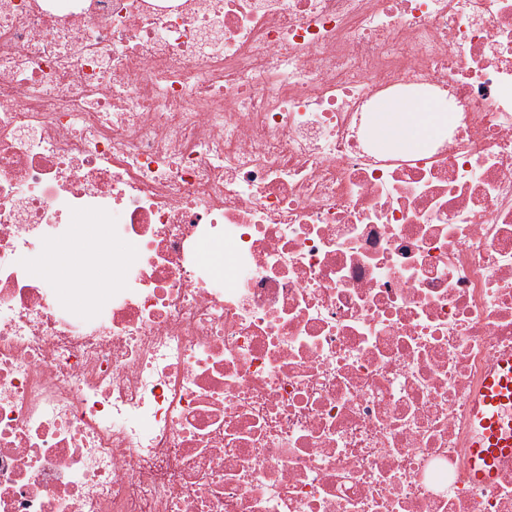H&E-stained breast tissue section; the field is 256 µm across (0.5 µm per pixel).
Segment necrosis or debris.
I'll return each instance as SVG.
<instances>
[{
  "label": "necrosis or debris",
  "instance_id": "obj_1",
  "mask_svg": "<svg viewBox=\"0 0 512 512\" xmlns=\"http://www.w3.org/2000/svg\"><path fill=\"white\" fill-rule=\"evenodd\" d=\"M406 95L450 121L379 153ZM77 216L75 315L27 257ZM507 353L512 0H0V512H512ZM372 112L368 135L382 151H420L448 122V105L411 97L379 100ZM77 217L73 224V236L69 244L52 249L39 256V251L29 257L36 258L32 262V270L40 279L51 282L60 293L61 298L76 313H82L84 308L75 310L65 298L75 305L84 306L87 298L84 293H72L68 288L78 281L86 280L89 288H95L100 296H107L116 284V275L112 266V234L110 224H85ZM93 250L99 259L94 264L90 274L84 273L85 254ZM59 287H57V286ZM512 356L501 357L489 369L474 396L473 437L469 475L490 482L499 466L512 460Z\"/></svg>",
  "mask_w": 512,
  "mask_h": 512
}]
</instances>
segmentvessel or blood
I'll list each match as a JSON object with an SVG mask.
<instances>
[{
    "mask_svg": "<svg viewBox=\"0 0 512 512\" xmlns=\"http://www.w3.org/2000/svg\"><path fill=\"white\" fill-rule=\"evenodd\" d=\"M469 475L491 481L499 466L512 460V356L501 357L488 370L474 396Z\"/></svg>",
    "mask_w": 512,
    "mask_h": 512,
    "instance_id": "b4317fda",
    "label": "vessel or blood"
}]
</instances>
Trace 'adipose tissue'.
I'll use <instances>...</instances> for the list:
<instances>
[{"mask_svg": "<svg viewBox=\"0 0 512 512\" xmlns=\"http://www.w3.org/2000/svg\"><path fill=\"white\" fill-rule=\"evenodd\" d=\"M373 112L368 135L383 151L422 150L448 122L447 106L411 97L377 101ZM91 250L98 253L99 259L88 273L84 270V257ZM32 270L40 279L68 290L69 301L79 306L85 305L87 298L85 294L72 292L76 282L87 281L98 295H109L116 284L110 225L76 221L70 243L40 255L33 261Z\"/></svg>", "mask_w": 512, "mask_h": 512, "instance_id": "ef3b65f1", "label": "adipose tissue"}]
</instances>
